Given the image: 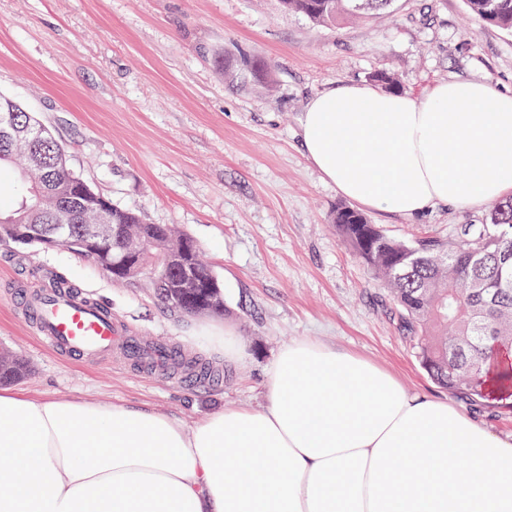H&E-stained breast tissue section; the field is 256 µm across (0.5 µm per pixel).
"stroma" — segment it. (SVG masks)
<instances>
[{"instance_id": "1", "label": "stroma", "mask_w": 512, "mask_h": 512, "mask_svg": "<svg viewBox=\"0 0 512 512\" xmlns=\"http://www.w3.org/2000/svg\"><path fill=\"white\" fill-rule=\"evenodd\" d=\"M243 55L261 59L264 74H237L232 61ZM377 72L414 98L448 81L511 91L512 33L471 15L465 0H396L335 26L285 11L280 0H0V95L35 113L96 192L191 236L224 292L223 313L179 316L147 280L114 281L65 247H0V352L28 366L10 389L191 424L221 407L261 406L265 369L284 344L304 338L373 361L410 392L479 411L511 440L512 391L467 399L422 368L387 283L336 227L348 198L302 148L307 102L348 83L373 86ZM492 209L365 216L398 239L448 241L458 225L488 221ZM52 273L110 309L133 338L223 369L197 341L215 325L231 329L248 356L218 384L114 355L94 363L58 357L30 328L19 298Z\"/></svg>"}]
</instances>
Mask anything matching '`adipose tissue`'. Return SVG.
I'll use <instances>...</instances> for the list:
<instances>
[{"mask_svg":"<svg viewBox=\"0 0 512 512\" xmlns=\"http://www.w3.org/2000/svg\"><path fill=\"white\" fill-rule=\"evenodd\" d=\"M309 160L346 198L412 217L512 194V94L357 84L311 100ZM261 407L172 415L0 389V512H512V441L391 373L297 339Z\"/></svg>","mask_w":512,"mask_h":512,"instance_id":"adipose-tissue-1","label":"adipose tissue"}]
</instances>
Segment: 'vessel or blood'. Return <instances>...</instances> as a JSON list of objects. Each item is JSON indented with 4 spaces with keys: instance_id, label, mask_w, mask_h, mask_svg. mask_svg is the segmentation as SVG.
<instances>
[{
    "instance_id": "obj_1",
    "label": "vessel or blood",
    "mask_w": 512,
    "mask_h": 512,
    "mask_svg": "<svg viewBox=\"0 0 512 512\" xmlns=\"http://www.w3.org/2000/svg\"><path fill=\"white\" fill-rule=\"evenodd\" d=\"M34 310V330L44 345L67 357L96 359L109 353L139 354L136 340L122 336L105 307L86 303L74 293L50 289L24 294Z\"/></svg>"
}]
</instances>
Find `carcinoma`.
Returning <instances> with one entry per match:
<instances>
[{"mask_svg": "<svg viewBox=\"0 0 512 512\" xmlns=\"http://www.w3.org/2000/svg\"><path fill=\"white\" fill-rule=\"evenodd\" d=\"M394 0H281L285 10L319 25L343 17L385 10ZM472 14L512 33V0H466ZM9 113L19 129H38L34 152L18 149L14 138L0 135V167L18 173L14 202L0 206V246L41 242L55 224L69 225L65 244L107 273L130 250L143 245L125 280L135 281L147 266L161 302L175 312L224 311L222 286L200 259L187 235L168 224H150L141 214L112 204L71 171L65 147L34 113L0 96V114ZM352 208L336 209L335 223L356 257L387 281L400 309L401 322L418 357L437 382L462 397L482 393V374L496 366L512 383V199L496 205L487 224H466L451 242L431 236L410 241L388 235L377 224H353ZM90 224H121L124 235L94 243ZM27 366L16 357H0V381L24 377Z\"/></svg>", "mask_w": 512, "mask_h": 512, "instance_id": "obj_1", "label": "carcinoma"}]
</instances>
